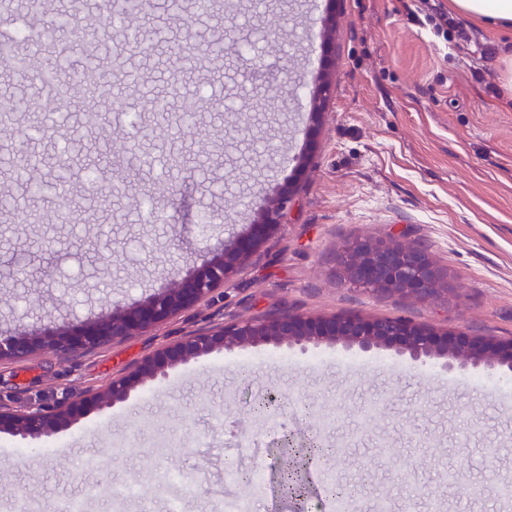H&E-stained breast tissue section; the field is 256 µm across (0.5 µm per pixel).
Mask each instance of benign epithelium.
Here are the masks:
<instances>
[{
  "mask_svg": "<svg viewBox=\"0 0 512 512\" xmlns=\"http://www.w3.org/2000/svg\"><path fill=\"white\" fill-rule=\"evenodd\" d=\"M332 85V72L323 69L317 73L315 92L309 101L308 121L312 128L319 125L325 114ZM313 147L314 143H309L282 185L272 190L260 188L249 195L251 223L231 232L221 247L205 245L197 250L201 263L162 268V287L150 290L143 299L131 304L110 301L106 304L108 313L91 322L71 324L64 329L45 327L31 335H1L0 362L22 361L36 351L62 358L89 354L107 343L137 336L200 303L214 289L243 272L253 254L280 228L288 204L309 171ZM335 275L343 286L420 304L441 297L449 299L456 291L455 283L422 247L395 235L345 240L336 249ZM322 343H340L364 351L394 348L421 366L444 357L450 370L465 371L483 365L512 371V339L440 333L402 318L367 319L354 314L313 318L282 308L267 315H243L230 323L188 333L146 355L131 373L52 407L31 408L0 402V433L25 442L64 430L90 410L110 409L126 401L133 391L165 379L176 366L215 351L285 345L304 352ZM314 440L320 442L322 438L293 431L279 440V446L289 448L290 461L279 462L277 480L281 490L296 504L294 512H308V476L313 461L307 448Z\"/></svg>",
  "mask_w": 512,
  "mask_h": 512,
  "instance_id": "obj_1",
  "label": "benign epithelium"
}]
</instances>
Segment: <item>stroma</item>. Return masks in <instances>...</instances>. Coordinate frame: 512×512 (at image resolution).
<instances>
[{
  "instance_id": "obj_1",
  "label": "stroma",
  "mask_w": 512,
  "mask_h": 512,
  "mask_svg": "<svg viewBox=\"0 0 512 512\" xmlns=\"http://www.w3.org/2000/svg\"><path fill=\"white\" fill-rule=\"evenodd\" d=\"M440 2L336 0L335 92L319 147L282 227L248 269L141 335L64 361L36 353L0 363V401L32 407L66 401L131 372L185 333L283 302L310 316L404 317L452 333L512 339V92L504 91L493 54L512 33L477 27L459 14L449 15L447 31L436 32L425 15ZM327 14L313 11L311 0H273L265 12L240 0L230 16L173 21L172 41L193 58L184 71L174 69L167 44L144 55L110 41L102 74L112 99L100 103L98 122L86 125L81 108L68 106L79 130L71 145L70 221L39 223L55 197L30 194L0 174V186L12 188L24 214L0 224V268L19 264L40 281L44 309L56 322L83 320L99 314L105 299L131 302L159 287L157 271L186 258L200 215L248 224L239 192L283 183L306 149L303 109L315 87ZM227 32L237 42L213 66L208 42ZM257 53L262 78L250 63ZM205 78L231 109L198 112L178 138L166 135L176 124L171 113L146 114L138 134L113 119L125 104L173 83L195 94ZM107 135L138 138L149 156L163 158L173 148L181 154L161 222L138 205L155 175L148 166L123 173L107 200L88 192L84 170L113 167L101 156ZM253 138L274 142L277 154L247 147ZM388 233L420 244L456 282V296L419 304L340 285L333 274L337 246ZM142 240L152 242L150 253L139 252ZM75 280L86 281V289L65 292ZM271 389L309 405V419H291L289 426L333 443L327 466L337 478L368 475L362 512H375L383 497L389 512H406L411 483L438 497L443 512H512L498 494L500 485L512 484V402L502 398L512 383L502 389L482 369L463 373L441 359L415 366L392 350L338 344L305 353L268 345L218 352L27 449L2 433L0 512H15L23 498L49 508L82 496L89 485L102 491L88 499L87 512H168L175 500L182 512H219L225 458L245 470L278 465L275 431L248 413ZM375 400L380 412L366 418ZM170 470L200 478L204 493L183 496L177 483L156 488L155 473ZM450 470L482 484V496L473 500L449 487ZM132 479L139 495L116 502L114 488Z\"/></svg>"
}]
</instances>
